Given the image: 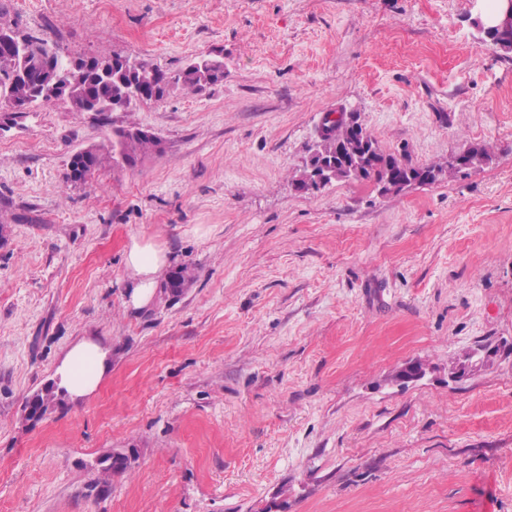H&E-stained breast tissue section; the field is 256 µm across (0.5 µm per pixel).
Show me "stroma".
<instances>
[{
	"label": "stroma",
	"mask_w": 512,
	"mask_h": 512,
	"mask_svg": "<svg viewBox=\"0 0 512 512\" xmlns=\"http://www.w3.org/2000/svg\"><path fill=\"white\" fill-rule=\"evenodd\" d=\"M473 0H0L72 57L224 80L133 113L0 112V512H512V51ZM416 167L489 164L383 195L289 180L325 113ZM137 122V167L67 185L80 148ZM197 278L127 305L132 237ZM100 336L97 391L26 399ZM490 356L454 382L473 350ZM418 361L426 376L391 378ZM128 474L91 496L99 458Z\"/></svg>",
	"instance_id": "35a3bbf8"
}]
</instances>
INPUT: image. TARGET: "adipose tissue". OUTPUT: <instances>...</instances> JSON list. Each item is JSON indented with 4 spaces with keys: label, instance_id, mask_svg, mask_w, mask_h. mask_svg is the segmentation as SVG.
Here are the masks:
<instances>
[{
    "label": "adipose tissue",
    "instance_id": "adipose-tissue-1",
    "mask_svg": "<svg viewBox=\"0 0 512 512\" xmlns=\"http://www.w3.org/2000/svg\"><path fill=\"white\" fill-rule=\"evenodd\" d=\"M169 256L160 245L131 239L125 253L129 302L140 308L151 302L165 273ZM111 370L110 350L101 342L84 338L65 354L56 369L59 385L74 399L91 395Z\"/></svg>",
    "mask_w": 512,
    "mask_h": 512
}]
</instances>
